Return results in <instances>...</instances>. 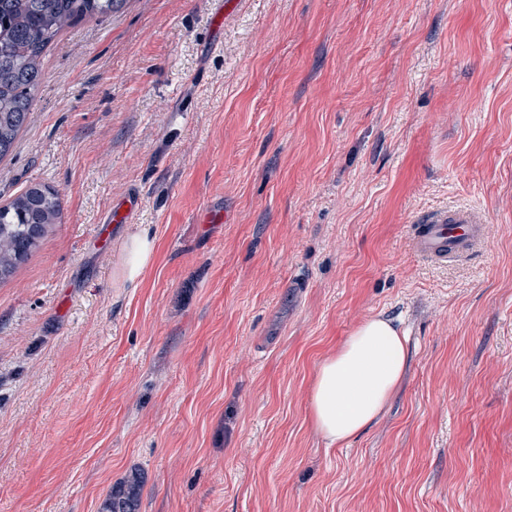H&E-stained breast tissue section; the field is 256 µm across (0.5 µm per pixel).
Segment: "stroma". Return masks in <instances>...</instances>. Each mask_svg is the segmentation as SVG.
<instances>
[{
  "label": "stroma",
  "instance_id": "obj_1",
  "mask_svg": "<svg viewBox=\"0 0 512 512\" xmlns=\"http://www.w3.org/2000/svg\"><path fill=\"white\" fill-rule=\"evenodd\" d=\"M216 9L127 0L42 59L0 203L63 210L0 284V512H97L134 469L140 512H512V0ZM456 207L482 249L423 258ZM377 314L404 379L327 447L317 369ZM138 207L139 198L134 195H128L112 204V209L105 223L115 225L126 224ZM155 242V235L146 224H140L129 234L121 247L125 282L134 283L141 278L153 259Z\"/></svg>",
  "mask_w": 512,
  "mask_h": 512
}]
</instances>
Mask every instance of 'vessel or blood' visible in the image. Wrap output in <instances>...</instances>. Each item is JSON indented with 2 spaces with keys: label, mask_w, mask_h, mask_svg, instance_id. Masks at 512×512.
Masks as SVG:
<instances>
[{
  "label": "vessel or blood",
  "mask_w": 512,
  "mask_h": 512,
  "mask_svg": "<svg viewBox=\"0 0 512 512\" xmlns=\"http://www.w3.org/2000/svg\"><path fill=\"white\" fill-rule=\"evenodd\" d=\"M138 207L137 196H126L113 204L107 221L115 225L127 223ZM483 236L482 219L469 210L439 213L413 228L416 251L436 260L473 250L481 243Z\"/></svg>",
  "instance_id": "b4317fda"
}]
</instances>
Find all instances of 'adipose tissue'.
Returning <instances> with one entry per match:
<instances>
[{
  "label": "adipose tissue",
  "instance_id": "1",
  "mask_svg": "<svg viewBox=\"0 0 512 512\" xmlns=\"http://www.w3.org/2000/svg\"><path fill=\"white\" fill-rule=\"evenodd\" d=\"M155 236L139 225L121 247L122 277L133 283L150 265ZM406 338L393 320L364 319L324 360L311 390V416L330 446L343 447L373 425L401 382L406 367Z\"/></svg>",
  "mask_w": 512,
  "mask_h": 512
}]
</instances>
